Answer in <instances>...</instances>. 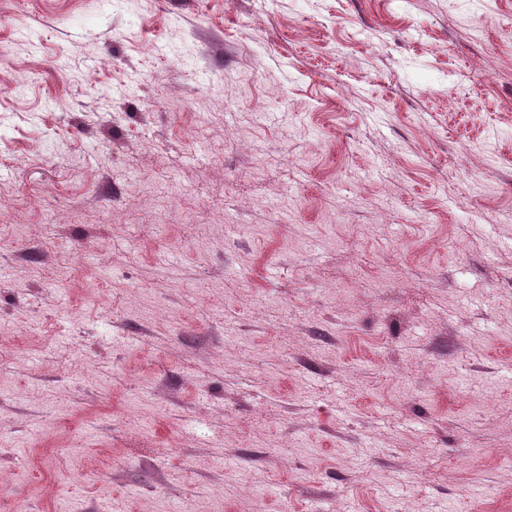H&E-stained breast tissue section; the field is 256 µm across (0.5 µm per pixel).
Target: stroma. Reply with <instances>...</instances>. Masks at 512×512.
<instances>
[{
  "mask_svg": "<svg viewBox=\"0 0 512 512\" xmlns=\"http://www.w3.org/2000/svg\"><path fill=\"white\" fill-rule=\"evenodd\" d=\"M0 512H512V0H0Z\"/></svg>",
  "mask_w": 512,
  "mask_h": 512,
  "instance_id": "stroma-1",
  "label": "stroma"
}]
</instances>
